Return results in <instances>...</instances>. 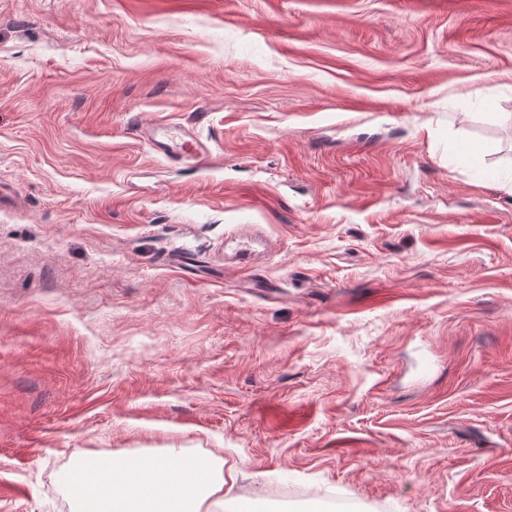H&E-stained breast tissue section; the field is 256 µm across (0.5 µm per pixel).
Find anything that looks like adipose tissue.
<instances>
[{"instance_id":"adipose-tissue-1","label":"adipose tissue","mask_w":512,"mask_h":512,"mask_svg":"<svg viewBox=\"0 0 512 512\" xmlns=\"http://www.w3.org/2000/svg\"><path fill=\"white\" fill-rule=\"evenodd\" d=\"M224 462L183 457H76L67 475L72 512H223Z\"/></svg>"}]
</instances>
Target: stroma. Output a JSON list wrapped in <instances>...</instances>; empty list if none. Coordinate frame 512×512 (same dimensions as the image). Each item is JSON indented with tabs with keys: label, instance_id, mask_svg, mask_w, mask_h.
Segmentation results:
<instances>
[{
	"label": "stroma",
	"instance_id": "35a3bbf8",
	"mask_svg": "<svg viewBox=\"0 0 512 512\" xmlns=\"http://www.w3.org/2000/svg\"><path fill=\"white\" fill-rule=\"evenodd\" d=\"M169 448L512 512V0H0V512Z\"/></svg>",
	"mask_w": 512,
	"mask_h": 512
}]
</instances>
